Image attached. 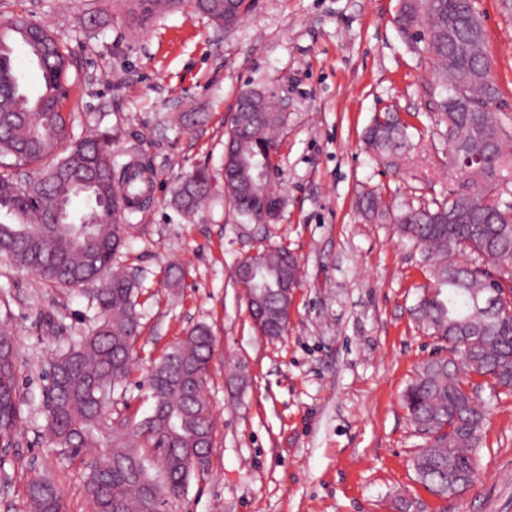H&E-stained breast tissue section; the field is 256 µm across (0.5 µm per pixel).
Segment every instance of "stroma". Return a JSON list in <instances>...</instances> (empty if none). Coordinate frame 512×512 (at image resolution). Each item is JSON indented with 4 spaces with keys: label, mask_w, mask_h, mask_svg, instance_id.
<instances>
[{
    "label": "stroma",
    "mask_w": 512,
    "mask_h": 512,
    "mask_svg": "<svg viewBox=\"0 0 512 512\" xmlns=\"http://www.w3.org/2000/svg\"><path fill=\"white\" fill-rule=\"evenodd\" d=\"M474 8L501 90L496 109L512 114V0ZM399 9L400 0H251L227 32L186 2L137 30L114 0H0V21L27 18L72 51L75 135L111 132L119 160L138 153L152 164L153 203L133 217L113 260L137 275L141 333L107 416L149 414L154 362L195 326L212 332L209 465L166 512H397L402 498L412 512H512L510 396L479 392L484 446L464 494L435 498L411 467L424 437L402 393L448 344L413 318L431 279L394 217L447 195L448 143L429 132L392 167L363 141L383 112L429 129L438 118L434 59L403 38ZM252 89L288 104L272 133L283 202L269 224L243 221L224 193V141ZM176 112L200 120L175 126ZM197 168L209 172L211 192L188 215L171 194ZM373 189L383 213L369 219L357 202ZM267 246L287 247L299 270L288 328L276 338L255 331L235 274ZM95 294V284H50L0 259V327L17 349L22 417L14 445L0 448V512H28L36 476L58 485L66 512H92V454L47 445L43 399L49 363L95 324Z\"/></svg>",
    "instance_id": "stroma-1"
}]
</instances>
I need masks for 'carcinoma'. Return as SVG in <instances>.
<instances>
[{
  "label": "carcinoma",
  "instance_id": "1",
  "mask_svg": "<svg viewBox=\"0 0 512 512\" xmlns=\"http://www.w3.org/2000/svg\"><path fill=\"white\" fill-rule=\"evenodd\" d=\"M194 10L224 22V0H192ZM400 32L435 60L440 122L448 154L478 158L433 206L410 207L396 223L431 263L433 286L422 295L417 319L448 342L450 357L424 362L403 398L425 446L413 457L416 477L440 499L454 477L473 483L483 447L486 408L479 378L496 394L512 396V115L492 112L500 97L488 72L486 33L472 0H402ZM36 65L40 83L30 90L16 50ZM70 51L45 28L22 19L0 22V167L29 166L39 176L24 184L0 172V256L48 283L79 287L97 281L98 317L86 336L59 354L46 372L44 411L52 445L78 454L96 450L85 493L93 512H163L170 492L186 486L208 463L214 421L204 390L213 339L204 326L158 360L147 384L154 404L139 421L108 422V395L129 373L140 317L135 276L112 271L125 243L126 222L150 202L149 167L119 162L112 136L77 137L65 112ZM263 121L248 107L233 122L224 147V191L239 214L258 222L281 203L277 181L252 177L253 158L274 168L265 149L285 116L262 100ZM411 125L392 112L375 117L367 144L385 159L399 158ZM12 162L5 163L3 159ZM209 177L196 170L174 192L177 207L196 211L209 194ZM467 256L463 264L459 257ZM241 266L258 269L241 282L253 321L264 336L288 326L281 317L280 285L298 283V267L285 248H264ZM15 351L0 330V447L18 435L21 411ZM32 512H63V498L48 478L28 485Z\"/></svg>",
  "mask_w": 512,
  "mask_h": 512
}]
</instances>
